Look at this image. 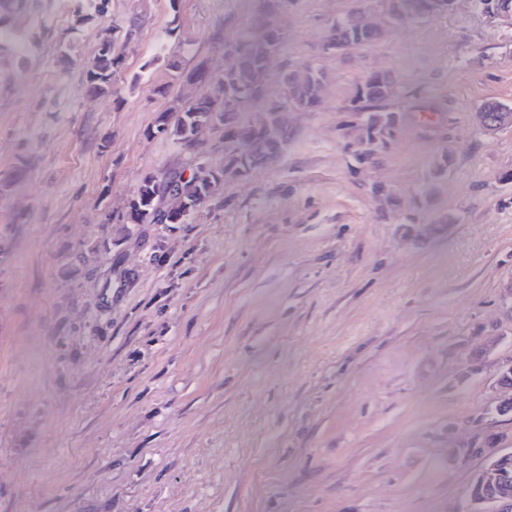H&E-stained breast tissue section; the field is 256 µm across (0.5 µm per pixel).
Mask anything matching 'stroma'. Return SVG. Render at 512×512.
I'll list each match as a JSON object with an SVG mask.
<instances>
[{
    "label": "stroma",
    "instance_id": "1",
    "mask_svg": "<svg viewBox=\"0 0 512 512\" xmlns=\"http://www.w3.org/2000/svg\"><path fill=\"white\" fill-rule=\"evenodd\" d=\"M346 0H288L266 81L325 71L278 158L183 224H129L142 179L188 166L161 112L224 72L265 0H17L0 51V512H464L512 359V18L470 0L347 54ZM121 64L87 65L105 31ZM372 73L399 121L360 161ZM498 336L479 374L463 363ZM120 61L115 55L113 39L105 35L101 38L94 60L87 71V79L96 91L107 93L111 88L112 75Z\"/></svg>",
    "mask_w": 512,
    "mask_h": 512
}]
</instances>
